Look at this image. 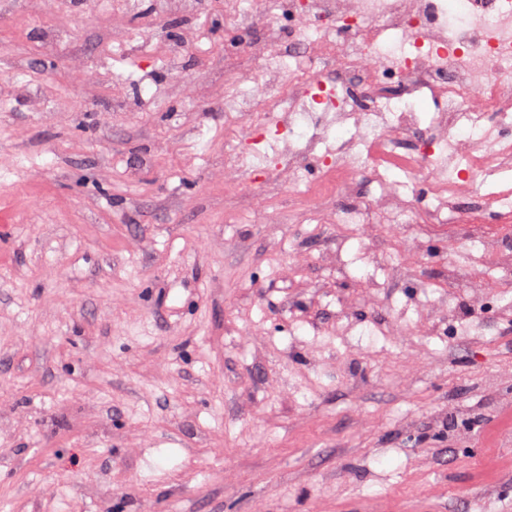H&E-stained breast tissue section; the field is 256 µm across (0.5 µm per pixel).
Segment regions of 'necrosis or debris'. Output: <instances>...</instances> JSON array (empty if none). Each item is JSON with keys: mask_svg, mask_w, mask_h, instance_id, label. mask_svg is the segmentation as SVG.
Masks as SVG:
<instances>
[{"mask_svg": "<svg viewBox=\"0 0 512 512\" xmlns=\"http://www.w3.org/2000/svg\"><path fill=\"white\" fill-rule=\"evenodd\" d=\"M458 6L461 19L453 25L448 22V0H354L344 10L337 9L334 0H241L231 6V20L243 30L260 12L275 20L289 15L296 32L273 52L298 71L299 78L293 81L292 92L270 98L260 123L242 144L228 148L229 160L243 164L264 128L284 115V130L295 148L288 160L299 165L325 140L316 120L317 106H299L298 96L312 87V75L331 63L357 78L367 58L374 57L380 61V80L393 83L409 73L423 76L419 92L431 100L434 119L451 129L475 130L484 146L464 155L452 138H424L415 147H400L397 141L413 126L415 112L396 108L382 96L363 103L335 86L343 114L379 134L371 162L400 161L408 172L426 173L431 183L428 203H406L373 217L358 204L340 207L336 223L361 224L371 217L380 224H414L425 216L442 220L448 203L464 189L475 204L458 213L457 222L481 223L487 209L500 220L511 219L512 188L497 191L493 185L512 168V138L501 133L502 128H512V109L503 105L512 91V0H459ZM473 88L480 91V101L470 98ZM366 164L351 139L322 154L325 179L340 188L358 181Z\"/></svg>", "mask_w": 512, "mask_h": 512, "instance_id": "1", "label": "necrosis or debris"}]
</instances>
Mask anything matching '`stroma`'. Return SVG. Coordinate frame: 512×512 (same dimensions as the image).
I'll return each mask as SVG.
<instances>
[{
  "mask_svg": "<svg viewBox=\"0 0 512 512\" xmlns=\"http://www.w3.org/2000/svg\"><path fill=\"white\" fill-rule=\"evenodd\" d=\"M0 33V512H512V242L250 184L224 141L291 81L265 17L0 0Z\"/></svg>",
  "mask_w": 512,
  "mask_h": 512,
  "instance_id": "obj_1",
  "label": "stroma"
}]
</instances>
